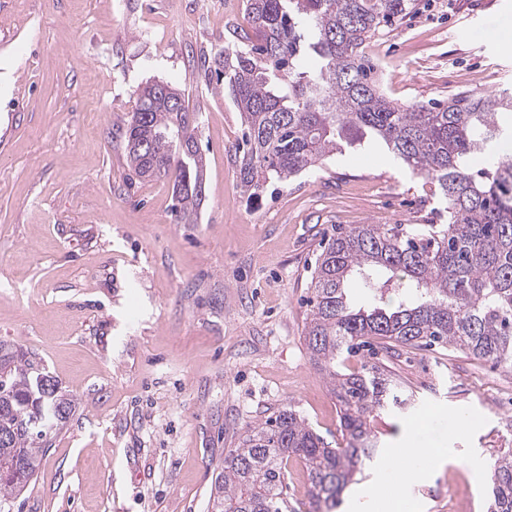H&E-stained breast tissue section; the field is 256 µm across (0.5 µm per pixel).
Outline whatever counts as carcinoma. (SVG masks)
Listing matches in <instances>:
<instances>
[{
  "mask_svg": "<svg viewBox=\"0 0 512 512\" xmlns=\"http://www.w3.org/2000/svg\"><path fill=\"white\" fill-rule=\"evenodd\" d=\"M412 0H246L253 31L239 45L198 57L240 112L247 151L243 193L255 197L373 133L423 176L445 203L444 224H358L333 231L315 261L305 342L340 403L342 441L331 445L291 409L249 427L224 455L209 512H288V459L306 467L313 512H333L378 451L371 422L395 407L386 369L343 373L360 348L447 344L495 365H512V161L472 170L468 160L503 137L497 113L512 95L462 92L446 104H400L369 77L363 47ZM319 65H303L307 52ZM145 83L125 120L123 145L138 178L173 181L175 210L202 197L200 149L166 148L162 137L194 138L197 112L185 91ZM360 276L372 305L354 307L346 284ZM0 497H17L38 470L73 399L35 354L0 344ZM489 512H512V455L491 466Z\"/></svg>",
  "mask_w": 512,
  "mask_h": 512,
  "instance_id": "obj_1",
  "label": "carcinoma"
}]
</instances>
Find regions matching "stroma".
<instances>
[{
  "mask_svg": "<svg viewBox=\"0 0 512 512\" xmlns=\"http://www.w3.org/2000/svg\"><path fill=\"white\" fill-rule=\"evenodd\" d=\"M414 4L365 48L389 99L512 89V0ZM236 27H251L243 0H0V341L37 354L75 401L0 512H207L247 426L290 408L341 438L304 341L319 244L337 224L429 223L438 202L375 138L247 198L240 114L194 62ZM153 80L199 114L205 196L188 220L168 178H133L117 134ZM380 363L412 403L374 420L379 457L342 512L410 438L449 459L405 483V512H454L458 493L487 512V465L512 451V367L436 347L363 351L343 370Z\"/></svg>",
  "mask_w": 512,
  "mask_h": 512,
  "instance_id": "35a3bbf8",
  "label": "stroma"
}]
</instances>
